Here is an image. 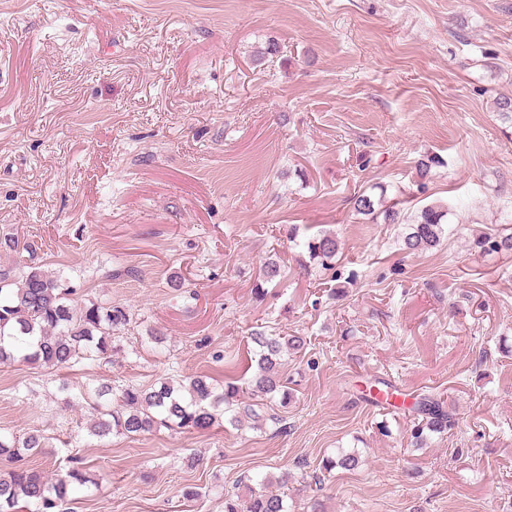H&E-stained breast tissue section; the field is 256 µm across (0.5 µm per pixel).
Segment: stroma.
<instances>
[{
  "label": "stroma",
  "instance_id": "obj_1",
  "mask_svg": "<svg viewBox=\"0 0 512 512\" xmlns=\"http://www.w3.org/2000/svg\"><path fill=\"white\" fill-rule=\"evenodd\" d=\"M502 97L512 0H0V236L35 242L75 303L130 313L114 359L0 367V431H42L33 467L95 477L71 512H224L243 477L284 471L307 512L339 448L363 463L332 472L325 512H512V252L472 247L512 233ZM375 183L409 213L446 205L442 245L405 254L402 226L354 214ZM321 230L343 243L328 270L302 246ZM258 327L307 339L290 404L266 406L280 427L101 443L61 404L101 379L246 388ZM377 379L455 426L416 447V414L369 406ZM360 463V456L355 451L340 450L336 455L327 456L326 459H323L322 467L318 468L319 472L315 470L310 478L316 489L318 487L321 488L326 478V473H331L336 468L354 470Z\"/></svg>",
  "mask_w": 512,
  "mask_h": 512
}]
</instances>
